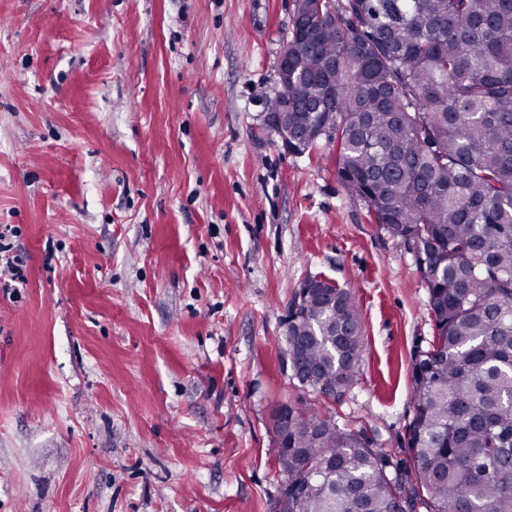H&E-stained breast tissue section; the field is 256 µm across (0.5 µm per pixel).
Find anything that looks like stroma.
I'll return each mask as SVG.
<instances>
[{"label":"stroma","mask_w":512,"mask_h":512,"mask_svg":"<svg viewBox=\"0 0 512 512\" xmlns=\"http://www.w3.org/2000/svg\"><path fill=\"white\" fill-rule=\"evenodd\" d=\"M294 0H0V512H271L301 282L353 291L340 423L406 457L434 334L332 144L263 129ZM12 234V227L9 224L0 225V267L7 270L11 276V280L18 283H25V277L20 268V260L16 255H11L12 246L10 243H3L6 240L7 234Z\"/></svg>","instance_id":"stroma-1"}]
</instances>
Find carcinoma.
<instances>
[{"mask_svg":"<svg viewBox=\"0 0 512 512\" xmlns=\"http://www.w3.org/2000/svg\"><path fill=\"white\" fill-rule=\"evenodd\" d=\"M296 101L265 102L275 136L336 145V176L411 254L434 331L412 356V462L336 414L297 407L273 438V512H512V0H296ZM288 111H282L283 106ZM284 355L300 387L340 402L357 383L353 293L302 295Z\"/></svg>","mask_w":512,"mask_h":512,"instance_id":"carcinoma-1","label":"carcinoma"}]
</instances>
